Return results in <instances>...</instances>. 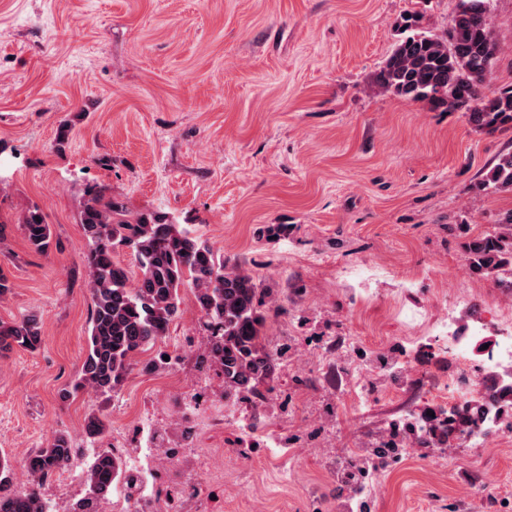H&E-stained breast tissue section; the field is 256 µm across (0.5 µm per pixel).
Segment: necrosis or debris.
Returning a JSON list of instances; mask_svg holds the SVG:
<instances>
[{
    "instance_id": "necrosis-or-debris-1",
    "label": "necrosis or debris",
    "mask_w": 512,
    "mask_h": 512,
    "mask_svg": "<svg viewBox=\"0 0 512 512\" xmlns=\"http://www.w3.org/2000/svg\"><path fill=\"white\" fill-rule=\"evenodd\" d=\"M434 342L450 371L424 387L421 405L407 409L413 445L437 459L438 437L449 431L482 455L493 445L488 426L501 432L512 424V324L501 327L458 309L440 323Z\"/></svg>"
}]
</instances>
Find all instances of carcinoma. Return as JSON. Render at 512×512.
Wrapping results in <instances>:
<instances>
[{
	"instance_id": "1",
	"label": "carcinoma",
	"mask_w": 512,
	"mask_h": 512,
	"mask_svg": "<svg viewBox=\"0 0 512 512\" xmlns=\"http://www.w3.org/2000/svg\"><path fill=\"white\" fill-rule=\"evenodd\" d=\"M491 0H459L442 36L420 27L416 13L401 18L404 37L395 45L374 85L380 93L422 102L432 109L462 112L479 130L494 133L512 129V85L495 89L487 82L501 47L491 26ZM477 189L485 194L512 189V151L500 154ZM86 238L83 254L92 298L87 354L70 398L80 391L108 396L122 385L133 356L169 334L181 315V291L193 293L208 332L206 350L198 364L216 368L224 395L259 405L261 387L272 377L277 357L262 338L266 320L263 292L249 275L224 261L213 244L159 212L131 213L105 186H91L80 212ZM21 229L29 248L48 252L50 225L42 212L28 211ZM125 251L140 276L130 283L125 266L115 255ZM470 265L478 271L512 268V210L501 213L496 230L466 243ZM43 343L39 317L29 313L10 322L0 320V354L16 347L34 352ZM103 416L92 413L85 432L95 439L104 434ZM83 453L71 438L59 433L45 448L30 454L24 464L28 488L11 489L14 467L0 457V512H50L41 492L49 477L67 468ZM86 493L69 512H101L118 482L137 491L142 476L110 449L93 452L80 475Z\"/></svg>"
}]
</instances>
